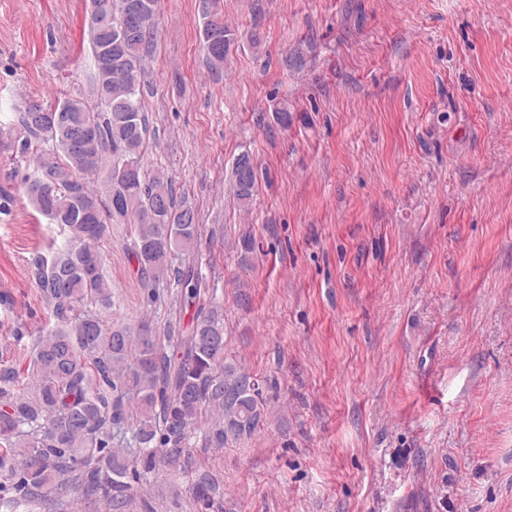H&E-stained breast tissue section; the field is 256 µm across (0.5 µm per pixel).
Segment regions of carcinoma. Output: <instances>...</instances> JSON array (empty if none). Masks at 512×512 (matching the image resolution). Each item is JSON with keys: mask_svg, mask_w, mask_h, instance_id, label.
Here are the masks:
<instances>
[{"mask_svg": "<svg viewBox=\"0 0 512 512\" xmlns=\"http://www.w3.org/2000/svg\"><path fill=\"white\" fill-rule=\"evenodd\" d=\"M158 0H112L105 24L88 23L92 73L88 92L54 104L29 102L0 152L26 165L23 192L53 224L68 228V243L49 257L35 256L29 276L51 308L55 326L38 338L33 381L16 389L17 371L0 364V469L8 471V507L42 503L57 509L69 495L112 496L119 507L157 464L180 461L207 409L220 419L202 430L207 447L249 437L264 416L257 379L227 360L224 318L199 305L190 335L169 347L148 326L103 319L112 288L101 246L112 224H131V253L144 287L166 280L200 296L198 274L171 271L168 258L190 252L198 215L176 202L172 183L149 178L142 157L149 131L141 82L145 50L154 35ZM200 45L211 66H224L234 34L219 0H200ZM110 103L102 104V96ZM235 182L247 204L255 189ZM104 175L95 188L89 178Z\"/></svg>", "mask_w": 512, "mask_h": 512, "instance_id": "obj_1", "label": "carcinoma"}]
</instances>
